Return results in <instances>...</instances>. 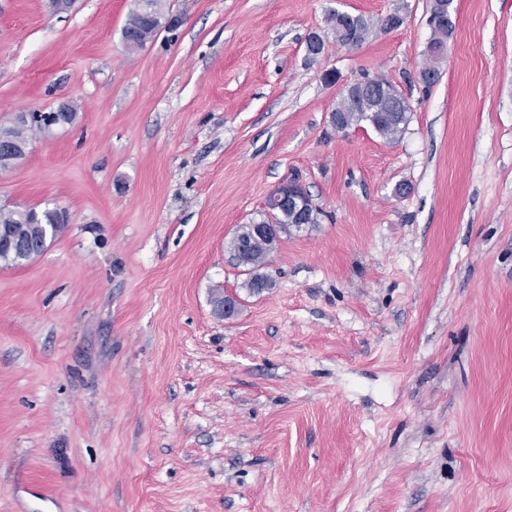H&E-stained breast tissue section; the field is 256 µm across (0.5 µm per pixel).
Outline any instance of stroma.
Masks as SVG:
<instances>
[{
	"mask_svg": "<svg viewBox=\"0 0 512 512\" xmlns=\"http://www.w3.org/2000/svg\"><path fill=\"white\" fill-rule=\"evenodd\" d=\"M134 5L0 0V127L78 114L0 169L69 215L0 263V512H512V0H453L429 88V0H164L130 54ZM365 73L397 140L330 123ZM294 172L322 214L248 294L228 243ZM165 18L163 0L137 2L122 28V42L126 52L142 49L162 28ZM349 13L342 12L339 16L335 11L329 14L327 22L336 36V42H352L353 46H358L365 41L370 31V23L362 16H349L344 20L342 16L347 17Z\"/></svg>",
	"mask_w": 512,
	"mask_h": 512,
	"instance_id": "35a3bbf8",
	"label": "stroma"
}]
</instances>
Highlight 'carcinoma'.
Listing matches in <instances>:
<instances>
[{"instance_id":"obj_1","label":"carcinoma","mask_w":512,"mask_h":512,"mask_svg":"<svg viewBox=\"0 0 512 512\" xmlns=\"http://www.w3.org/2000/svg\"><path fill=\"white\" fill-rule=\"evenodd\" d=\"M165 18L163 0H140L136 3L135 9L129 14L122 28V42L126 52L132 53L142 49L162 28ZM327 22L336 36V41L350 42L354 46L364 42L370 31L369 21L361 16H350L345 20L333 12L329 14ZM365 78L369 81V89L356 98L340 99L335 111L342 114L344 125L348 128L366 122L374 126L375 131L389 141L399 138L409 122L410 109H405L403 116L396 120L378 117V113L386 112L392 107V97L389 94L392 83L379 76L367 74ZM45 130L47 127L43 125L34 126L19 120L9 127H1L0 138L7 141L13 149L11 154L0 158L3 164L10 165L22 157L32 137ZM298 209L299 206L295 204L285 203L270 214L261 213L260 219L279 224L283 228V233L290 234V225L298 223ZM254 224L256 221L253 220L249 224L239 225L228 244V249L234 256L241 243H248L247 265L251 274L256 277L258 271L269 264L274 246L256 234ZM65 227L66 223L60 221L52 209L0 207V228L24 248L45 246L46 242L59 237Z\"/></svg>"}]
</instances>
